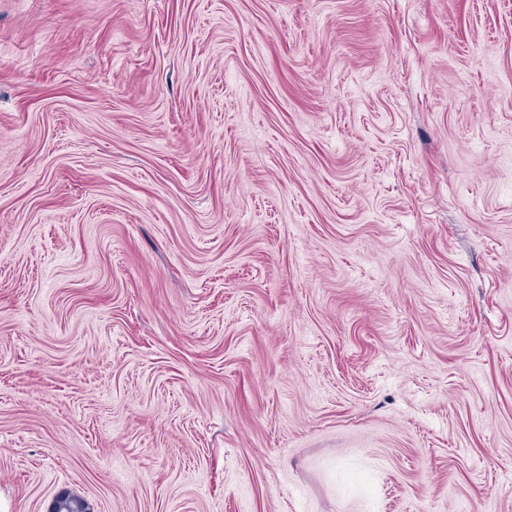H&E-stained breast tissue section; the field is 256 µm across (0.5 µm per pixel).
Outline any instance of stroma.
<instances>
[{
    "label": "stroma",
    "instance_id": "stroma-1",
    "mask_svg": "<svg viewBox=\"0 0 512 512\" xmlns=\"http://www.w3.org/2000/svg\"><path fill=\"white\" fill-rule=\"evenodd\" d=\"M512 512V0H0V512ZM49 512H89L91 511L85 499L77 494L64 493L58 495L52 502Z\"/></svg>",
    "mask_w": 512,
    "mask_h": 512
}]
</instances>
